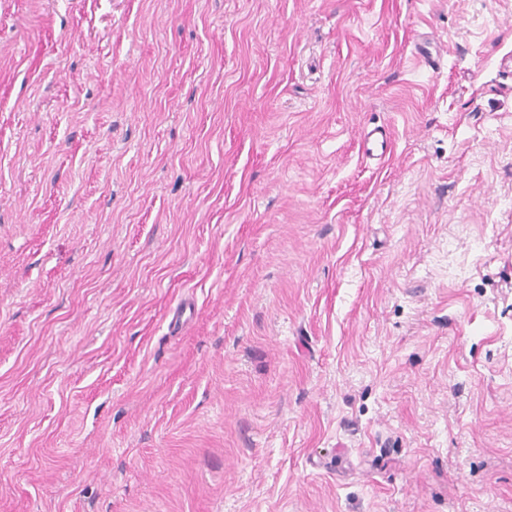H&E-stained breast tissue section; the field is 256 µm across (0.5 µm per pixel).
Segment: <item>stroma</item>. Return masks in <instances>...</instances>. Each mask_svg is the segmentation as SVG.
Here are the masks:
<instances>
[{
  "mask_svg": "<svg viewBox=\"0 0 512 512\" xmlns=\"http://www.w3.org/2000/svg\"><path fill=\"white\" fill-rule=\"evenodd\" d=\"M0 512H512V0H0Z\"/></svg>",
  "mask_w": 512,
  "mask_h": 512,
  "instance_id": "obj_1",
  "label": "stroma"
}]
</instances>
